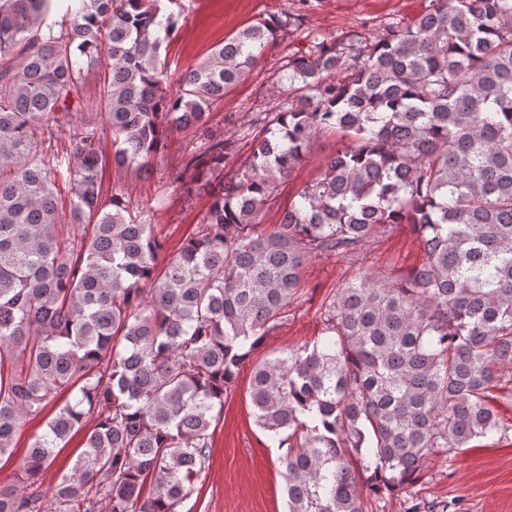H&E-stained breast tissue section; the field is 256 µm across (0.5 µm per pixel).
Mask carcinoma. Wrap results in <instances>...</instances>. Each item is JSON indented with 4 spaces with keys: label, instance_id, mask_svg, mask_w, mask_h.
I'll list each match as a JSON object with an SVG mask.
<instances>
[{
    "label": "carcinoma",
    "instance_id": "obj_1",
    "mask_svg": "<svg viewBox=\"0 0 512 512\" xmlns=\"http://www.w3.org/2000/svg\"><path fill=\"white\" fill-rule=\"evenodd\" d=\"M177 8L0 0V458L26 417L71 395L0 487V512H180L224 396L299 294L303 263L407 225L421 264L359 273L325 304V336L258 364L249 391L283 450L286 512H369L429 461L507 431L492 401L512 385V0H432L373 40L289 58L288 97L229 177L233 144L208 127L209 106L287 21L224 40L173 93L161 49ZM89 70L116 167L147 172L170 128L202 133L193 179L175 184L209 206L175 253L123 188L104 190L96 124L58 142ZM329 131L349 144L260 230L279 181ZM89 420L45 497L55 449Z\"/></svg>",
    "mask_w": 512,
    "mask_h": 512
}]
</instances>
